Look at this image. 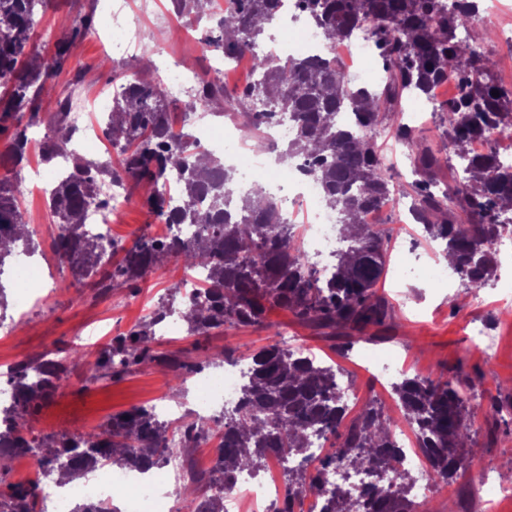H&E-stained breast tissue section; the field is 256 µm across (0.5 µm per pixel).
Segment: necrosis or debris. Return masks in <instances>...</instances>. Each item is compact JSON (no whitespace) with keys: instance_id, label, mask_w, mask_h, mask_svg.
Returning a JSON list of instances; mask_svg holds the SVG:
<instances>
[{"instance_id":"4bbe7bcc","label":"necrosis or debris","mask_w":512,"mask_h":512,"mask_svg":"<svg viewBox=\"0 0 512 512\" xmlns=\"http://www.w3.org/2000/svg\"><path fill=\"white\" fill-rule=\"evenodd\" d=\"M299 0H288L284 15L272 33V42L280 49L305 57L327 58L335 61L339 70H346L349 63H357L362 69L367 87L376 88L383 83V70L378 57L368 41H349L327 46L322 43L318 28L302 19ZM175 13L170 9H159L157 0H139L137 6H129L128 0H112V11L104 24L113 55L130 52L141 41L145 25H153L157 36L153 44L156 55L163 59L168 74L164 83L166 94L178 98H193L194 89L186 83V74L180 62L172 56L164 32L171 24ZM124 90L123 85L113 84L107 95L94 100H80L70 111L74 128L72 149L90 161L110 159L112 147L97 116L106 112L109 100ZM196 139L218 152L225 142H236V150L227 160L234 168L237 179L249 183L256 179L268 182L277 198L280 209H287L289 196L284 195L283 180H291L297 186L298 199L303 200L312 216L307 224L304 238L307 248L316 260L335 252L337 243V216L322 201V189L310 176L305 175L299 163L280 168L271 160L252 151L238 128L228 124L206 123L196 127ZM50 271L45 256L30 257L11 263L0 275L10 286L15 296L18 313L34 307L33 288L42 283ZM245 374L244 368L234 366L213 375H191L190 381L196 389V401L200 411L210 412L215 407L234 408ZM180 469L179 459L172 458L159 466L147 470H130L120 475L113 474L111 467L98 469L93 480L64 486L50 483L40 468H33L30 479L37 486L38 503L43 512H73L76 504L96 503L108 499L113 485H120L125 493V512H199L198 499L173 501L168 486Z\"/></svg>"}]
</instances>
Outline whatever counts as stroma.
<instances>
[{
  "label": "stroma",
  "mask_w": 512,
  "mask_h": 512,
  "mask_svg": "<svg viewBox=\"0 0 512 512\" xmlns=\"http://www.w3.org/2000/svg\"><path fill=\"white\" fill-rule=\"evenodd\" d=\"M104 4L105 0H47L39 24L32 31L31 50L44 57L52 55L56 43L63 41L72 24L91 15L95 24L72 47L70 64L59 76V84H72L74 93L88 96L132 78L162 80L163 65L157 60L149 61L142 52L112 57L100 23ZM46 27L53 29L54 39L43 37ZM204 34V27L192 16L180 18L167 29L171 53L182 57L190 71L196 73L208 72L211 65L210 54L202 43ZM58 110L56 99H44L36 116L29 120L30 143L23 170L27 183L36 181L34 170L42 165L40 144L51 135ZM401 124L415 127L437 150L444 146L445 127L441 113L429 112L415 118L407 111L394 113L381 125L378 143L392 165L394 177L409 182L414 178V159L395 138V129ZM152 191L145 182L133 180L127 184L128 202L112 226L115 238L130 244L141 235L153 234L159 219L145 204ZM409 204L406 198L396 201L376 216L379 229L389 238L390 254L404 251L420 259L429 253L438 254L439 244L425 237L421 225L402 222L400 213ZM498 264L496 279L476 293L464 290L458 283L448 286L415 279L396 284L386 277L377 285L379 294L393 305L389 337L383 345L397 351L405 363V373L471 385L468 409L473 419V465L448 484L428 485L425 496L432 512H512V497L488 500L482 486L486 479L512 485V475L504 471L505 463L512 461V427H505L489 412L490 403L495 400L502 404L505 417L512 415V327L503 315L504 310H512V301L505 299L506 293L512 291V253L499 256ZM184 276L183 262L171 259L136 287L116 288L100 296L93 289L72 286L68 267L52 269L45 287L49 301L19 321L12 338L0 342V362L36 358L49 348L56 356H64L76 335L102 319L107 320L113 333L129 331ZM267 320L269 326L265 329L227 326L205 335L184 331L176 336H159L153 347L194 359L226 351L243 363L260 348L274 343L276 334L284 332L293 346L313 350L326 364L337 366L343 382L358 394L361 403L381 405L398 431L408 430L391 386L378 382L359 362L356 352L341 355L322 330L300 322L287 310H271ZM476 326L499 337V349L493 355H485L479 349L472 332ZM194 397L191 384L177 386L168 367L156 362L140 365L118 380L87 382L75 375L69 384L41 401L30 427L37 437L64 430L97 431L113 414L149 406L161 398L166 399L174 415L189 418L196 410Z\"/></svg>",
  "instance_id": "1"
}]
</instances>
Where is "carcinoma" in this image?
Here are the masks:
<instances>
[{"instance_id": "cac0c4a2", "label": "carcinoma", "mask_w": 512, "mask_h": 512, "mask_svg": "<svg viewBox=\"0 0 512 512\" xmlns=\"http://www.w3.org/2000/svg\"><path fill=\"white\" fill-rule=\"evenodd\" d=\"M208 2L172 0V7L180 16L203 14ZM230 2V9L212 22L207 38L208 48L223 55L226 64L238 61L267 33L284 0ZM300 2L328 45L364 32L382 59L384 86H354L336 64L319 58L261 54L253 57L260 80L240 91H226L219 76L203 79L195 98L185 103L178 130L166 112L163 85L155 81H126L104 116L106 136L123 168L154 186L148 207L169 224L197 227L190 240L164 242L143 235L128 248L112 247L123 256L110 262L101 244L85 238V204L103 195L109 170L68 153L70 97L58 100L61 119L55 137L43 143L42 161L53 166L65 154L71 161L69 176L51 188L47 201L58 230L52 248L69 264L75 280L107 294L123 285L134 287L168 259H180L191 277L203 281L180 309L189 333L224 325L267 328V313L284 308L333 336L341 331L350 346L363 340L360 333L367 328L385 327L392 318L388 300L376 291L387 270V247L382 233L364 223L363 214L388 196L411 195L423 232L450 258L462 286L479 291L488 285L497 270L493 245L504 228L501 217L512 212V165L500 163L493 151L471 157L466 145L472 138L512 128V90L490 81L496 63L478 52L472 32L479 18L475 6L449 12L441 0ZM42 3L0 0V124L15 123L7 163L0 166V271L17 242L30 254L40 249L19 209L25 185L22 163L30 143L20 113L36 112L43 98L57 93L53 78L67 68L71 46L94 24L93 16L83 17L53 56H32L34 11ZM450 69L455 95L441 111L448 123V152L462 162L460 194L448 192L446 160L410 126L399 125L395 137L414 153L413 182L394 180L377 143L378 126L398 111L402 99L428 92ZM494 90L499 96H492ZM200 105L222 107L212 113L216 118H246L245 128L259 138L265 137L264 126L288 115L294 133L284 158L303 161L304 172L320 182L324 202L339 214V233L349 242L336 254L330 276L321 274L270 195L235 197L234 173L187 130ZM343 111L352 113L349 127L337 121ZM233 197L237 202L229 211L226 205ZM171 313L172 303L162 300L134 329L113 337L87 364L85 380L119 379L152 361L170 367L179 382L202 372L209 365L206 360L154 352L155 327ZM83 357L73 349L58 360L24 359L9 368V400L0 407V512H39L30 484L6 480L15 454L33 455L51 476L76 479L103 465L117 462L140 469L179 454L191 482L221 490L233 488L244 472H260L268 457L291 455L298 464L288 470L274 512H295L303 493L322 501L320 512H352L356 505L362 512H431L412 508V477L401 469L403 456L383 408L370 403L343 425L348 407L336 369L311 352L275 342L253 354L234 409L222 421L199 414L182 422L178 448L172 447L153 409L145 406L113 415L98 432L28 437L26 416ZM393 391L415 431L429 480L447 484L465 472L473 427L465 388L404 374ZM215 426L221 428L220 451L208 470L198 471L191 449ZM314 435L329 443L321 456L308 453ZM338 465L370 475L390 468L394 476L384 487L370 483L354 491L329 482L328 474Z\"/></svg>"}]
</instances>
